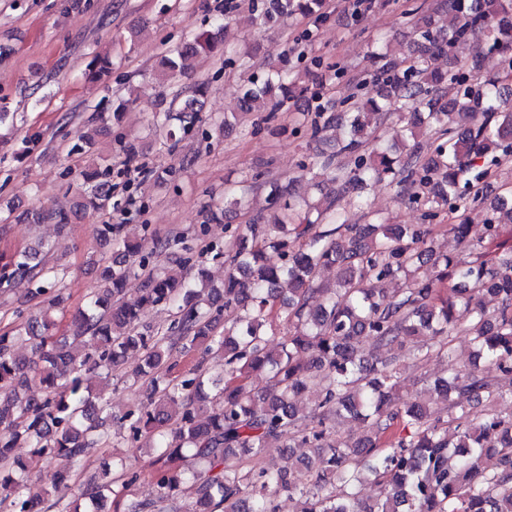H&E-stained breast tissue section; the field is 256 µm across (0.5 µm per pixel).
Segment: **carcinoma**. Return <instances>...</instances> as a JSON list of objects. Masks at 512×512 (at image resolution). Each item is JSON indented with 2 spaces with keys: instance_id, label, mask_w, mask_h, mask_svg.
<instances>
[{
  "instance_id": "obj_1",
  "label": "carcinoma",
  "mask_w": 512,
  "mask_h": 512,
  "mask_svg": "<svg viewBox=\"0 0 512 512\" xmlns=\"http://www.w3.org/2000/svg\"><path fill=\"white\" fill-rule=\"evenodd\" d=\"M252 22L274 27L293 14H314L322 0H263L249 4ZM454 19L450 27L441 17ZM418 50L400 66L383 51L372 53L368 77L347 84L330 102L334 113L314 121L313 135L324 145L318 183L321 202L295 199L277 177L256 174L224 193V205L210 220L242 209L245 195L266 190L268 213L252 216L222 243L206 249L224 264V286L206 281L207 270L184 247L177 272L149 267L137 239L150 226L104 224L98 238L113 243L112 265L87 298L77 320L89 344L71 348L52 334L50 311L57 272L45 259L53 243L37 241L0 276L27 282V297L43 309L27 316L14 333L0 334V507L5 512H112L120 492L140 471L112 460L87 480L81 494L62 498L40 489L33 470L62 457L74 466L103 439L100 414L107 411L112 372L133 352L140 362L128 373L149 382L152 397L120 416L129 437L148 441L147 467L157 494L132 512H276L277 494L296 495L301 512H512V413L496 409L512 399V242L502 227L512 224V198L488 200L483 192L490 167L512 156V108L502 102L500 84L512 74V0H432L411 19ZM481 37L503 76L480 86L467 84L453 61L456 43ZM230 53L206 30L160 53L155 81L179 87L198 57L219 60ZM112 57L97 54L86 81L103 84L112 75ZM457 86L446 98L448 84ZM296 81L282 63L238 87L244 112H272L295 93ZM207 87H180L168 109L154 117L153 140L178 144L200 122ZM406 122L412 140L434 130L439 136L424 151L401 140L381 141L378 130L393 118ZM112 156H100L79 171L77 201L69 211L28 212L24 219L52 221L65 230L78 212L112 207ZM399 188L401 200L421 210L420 224H351L349 208L364 206L370 183ZM480 208L484 236L473 241L468 225H448L466 248L460 259L435 249L433 221L446 210ZM277 261L268 259V253ZM324 267L336 268V285L317 288ZM140 279L138 295L125 297L130 278ZM500 299L490 311L484 298ZM146 306L176 309L164 329L141 328ZM280 319L286 331L271 329ZM465 334L476 357L496 375L478 367L458 370L437 382L430 394L407 406L391 396L403 382L405 346L431 341L414 358L450 350L452 337ZM364 338L382 350L369 364L358 355ZM200 351L224 358V369L198 367L174 378L176 354ZM101 372L97 396L84 375ZM42 396L29 394L31 386ZM309 386L316 399L309 411L296 396ZM489 403L484 418L470 419L471 401ZM349 414L367 423L353 442L332 438L330 417ZM26 437L31 456L23 461L12 448ZM315 448L313 458L288 455L258 469L246 462L268 448ZM191 459L195 466L185 468ZM378 489L375 501L361 504L365 481Z\"/></svg>"
}]
</instances>
